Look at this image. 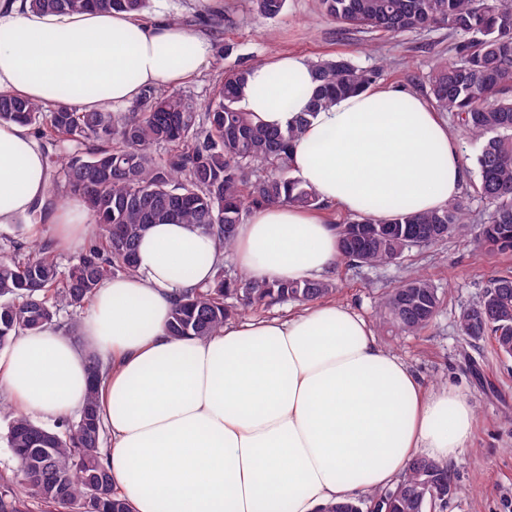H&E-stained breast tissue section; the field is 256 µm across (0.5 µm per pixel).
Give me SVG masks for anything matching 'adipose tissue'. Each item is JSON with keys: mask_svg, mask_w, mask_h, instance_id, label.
Wrapping results in <instances>:
<instances>
[{"mask_svg": "<svg viewBox=\"0 0 512 512\" xmlns=\"http://www.w3.org/2000/svg\"><path fill=\"white\" fill-rule=\"evenodd\" d=\"M213 59L207 34L160 16H55L0 0V95L77 112L126 107ZM315 87L305 56L276 55L249 66L240 106L269 128L304 123L290 165L321 203L386 219L460 194L458 142L425 99L372 85L314 112ZM48 181L31 127L0 123V227L42 202ZM46 227L64 251L95 229L76 198L29 231ZM222 256L193 225H151L135 273L99 288L78 336L45 327L0 357V390L17 412L53 421L82 408L90 355L111 363L99 391L107 462L133 512H275L281 502L317 512L389 486L418 454L457 459L472 435L467 395L426 388L350 305L325 300L232 319L215 336H169L176 298L210 283ZM233 257L247 278L279 282L328 277L340 261L334 226L290 204L254 209Z\"/></svg>", "mask_w": 512, "mask_h": 512, "instance_id": "adipose-tissue-1", "label": "adipose tissue"}]
</instances>
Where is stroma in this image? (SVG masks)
<instances>
[{"instance_id": "obj_1", "label": "stroma", "mask_w": 512, "mask_h": 512, "mask_svg": "<svg viewBox=\"0 0 512 512\" xmlns=\"http://www.w3.org/2000/svg\"><path fill=\"white\" fill-rule=\"evenodd\" d=\"M148 14L204 30L215 45V61L186 83L182 92L198 104L213 97L227 72L279 52L308 59L345 55L358 65L378 66L379 84L424 94L435 64L454 57L455 36L445 29L379 35L341 27L320 9L319 0H286L273 19L260 16L253 0H224L223 10L207 0H149ZM512 271V253L489 255L474 237H455L406 252L394 265L353 268L339 265L336 301L352 305L368 321L378 300L407 277H428L442 295L435 322L417 336H397L377 326L376 336L429 387L454 386L474 409L473 436L455 464V493L443 512H512V359L490 342L470 346L456 328L461 307L477 301L495 275ZM479 371H472V364Z\"/></svg>"}]
</instances>
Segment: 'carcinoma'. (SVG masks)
Instances as JSON below:
<instances>
[{
	"mask_svg": "<svg viewBox=\"0 0 512 512\" xmlns=\"http://www.w3.org/2000/svg\"><path fill=\"white\" fill-rule=\"evenodd\" d=\"M257 12L275 18L286 0H254ZM148 0H25L34 11L77 15L88 11L142 13ZM323 12L347 28L384 34L446 28L458 38L455 58L426 76L440 112L453 117L476 147L477 181L427 213L398 210L384 220L358 216L336 225L342 261L357 267L397 263L405 237L421 233L426 247L475 233L489 254L512 253V0H320ZM317 87L312 111L369 86L377 70L336 56L313 62ZM247 68L224 76L216 97L200 107L177 90L148 91L126 112L107 109L47 112L33 102L0 95V123L22 122L38 129L42 149L62 170L66 193L79 196L96 228L94 241L67 266L51 248L31 250L12 242L0 256V350L27 332L57 326L77 334L79 314L107 275L132 274L136 248L151 224H194L213 235L219 248H232L237 225L255 207L291 204L318 208L312 189L288 172L290 152L302 126L285 131L255 122L238 106ZM168 146L163 157L151 149ZM281 170L264 175L269 164ZM487 215L470 225L471 202ZM395 224L391 236L381 228ZM332 279L258 282L224 275L215 265L212 283L181 295L169 321L176 338L218 334L224 323L274 303L307 304L332 297ZM441 297L431 280L406 278L380 302L379 322L400 335H417L434 322ZM69 321L62 322V314ZM459 335L467 343L488 341L512 358V274L490 279L482 297L461 308ZM91 386L80 413L46 427L0 405L6 441L19 478L0 474V512H131L116 496L102 448L105 429L98 410L102 365L90 358ZM455 489L450 466L426 456L407 465L391 489L370 500L388 512H440ZM318 512H364L363 502L328 504Z\"/></svg>",
	"mask_w": 512,
	"mask_h": 512,
	"instance_id": "carcinoma-1",
	"label": "carcinoma"
}]
</instances>
